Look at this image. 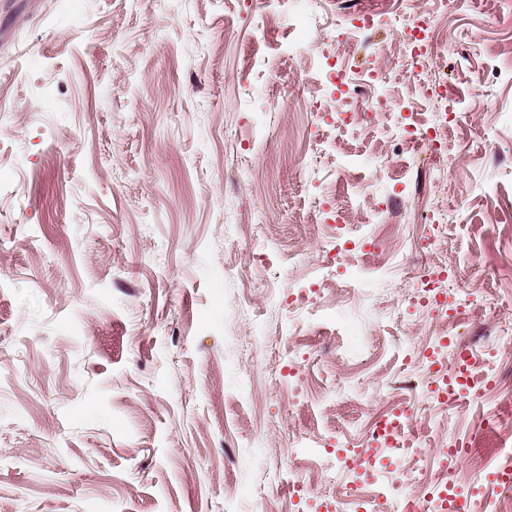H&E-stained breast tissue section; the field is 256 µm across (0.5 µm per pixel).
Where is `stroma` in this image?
<instances>
[{
    "mask_svg": "<svg viewBox=\"0 0 512 512\" xmlns=\"http://www.w3.org/2000/svg\"><path fill=\"white\" fill-rule=\"evenodd\" d=\"M303 2L0 0V512H381L512 412V0L431 17L416 72L392 22L358 29L369 0H317L294 45ZM327 61L381 75L377 127L331 113ZM439 85L462 120L418 200L433 155L390 146L399 115L443 123ZM364 186L409 226L380 235ZM466 289L470 337L436 340ZM404 401L416 472L359 427ZM501 444L457 463L466 512Z\"/></svg>",
    "mask_w": 512,
    "mask_h": 512,
    "instance_id": "1",
    "label": "stroma"
}]
</instances>
